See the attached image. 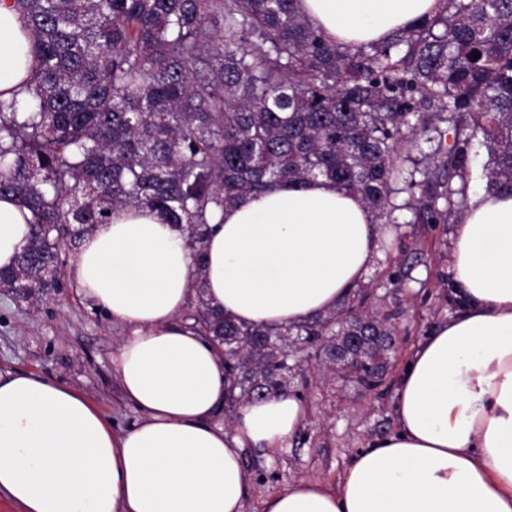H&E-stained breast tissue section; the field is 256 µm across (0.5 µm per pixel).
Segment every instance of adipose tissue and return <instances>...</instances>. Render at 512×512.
I'll list each match as a JSON object with an SVG mask.
<instances>
[{
  "label": "adipose tissue",
  "mask_w": 512,
  "mask_h": 512,
  "mask_svg": "<svg viewBox=\"0 0 512 512\" xmlns=\"http://www.w3.org/2000/svg\"><path fill=\"white\" fill-rule=\"evenodd\" d=\"M438 0H298L330 41L384 40ZM31 37L0 0V92L30 79ZM31 213L0 197V269L28 243ZM382 235L362 201L318 178L250 195L210 223L205 300L236 322L294 325L352 296ZM179 225L122 207L77 248L84 295L128 333L112 356L143 415L117 431L80 392L34 373L0 375V495L21 512H244L243 448L275 453L304 424L302 397L280 392L213 424L228 391L224 357L181 326L192 252ZM457 312L404 365L397 429L353 455L336 483L303 480L265 512H512V195H481L456 226Z\"/></svg>",
  "instance_id": "obj_1"
}]
</instances>
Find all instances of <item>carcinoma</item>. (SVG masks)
Listing matches in <instances>:
<instances>
[{
    "mask_svg": "<svg viewBox=\"0 0 512 512\" xmlns=\"http://www.w3.org/2000/svg\"><path fill=\"white\" fill-rule=\"evenodd\" d=\"M33 37L34 78L0 99V196L32 213L28 244L0 291L39 305L59 287L62 248L120 207L181 224L204 288L217 211L282 183L324 178L382 224L399 209L447 224L467 201L480 150L489 194L512 193V0H440L439 9L356 48L326 39L296 0H13ZM480 58H473V53ZM452 142L403 172L401 144ZM402 181L408 201L392 202ZM392 314L353 305L277 328L197 310L224 353L230 388L257 400L298 368L291 348L362 388L383 383ZM363 336L355 351L341 337Z\"/></svg>",
    "mask_w": 512,
    "mask_h": 512,
    "instance_id": "1",
    "label": "carcinoma"
}]
</instances>
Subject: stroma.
<instances>
[{
    "label": "stroma",
    "mask_w": 512,
    "mask_h": 512,
    "mask_svg": "<svg viewBox=\"0 0 512 512\" xmlns=\"http://www.w3.org/2000/svg\"><path fill=\"white\" fill-rule=\"evenodd\" d=\"M396 217L362 283L366 307L396 315L398 345L384 385L368 392L353 382L327 384L310 368L290 378L287 390L304 398L308 419L278 454L244 449L251 476L246 512H263L269 496L303 479L336 484L352 455L395 431L392 402L402 368L417 344L454 312L442 282L451 271L455 236L451 223L414 224L405 211ZM125 334L68 274L35 309L0 294V372H33L77 390L122 429L142 419L112 369Z\"/></svg>",
    "instance_id": "stroma-1"
}]
</instances>
